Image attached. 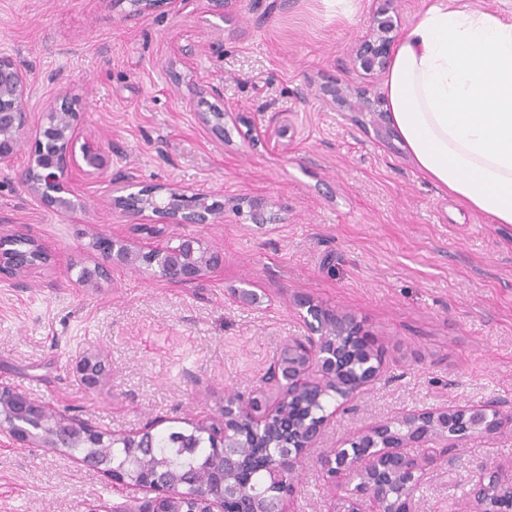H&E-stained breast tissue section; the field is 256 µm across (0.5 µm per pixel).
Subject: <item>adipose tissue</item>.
Instances as JSON below:
<instances>
[{"instance_id":"ef3b65f1","label":"adipose tissue","mask_w":512,"mask_h":512,"mask_svg":"<svg viewBox=\"0 0 512 512\" xmlns=\"http://www.w3.org/2000/svg\"><path fill=\"white\" fill-rule=\"evenodd\" d=\"M387 117L419 171L496 224H512V19L424 0L392 50Z\"/></svg>"}]
</instances>
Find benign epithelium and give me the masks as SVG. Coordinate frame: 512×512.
<instances>
[{"mask_svg":"<svg viewBox=\"0 0 512 512\" xmlns=\"http://www.w3.org/2000/svg\"><path fill=\"white\" fill-rule=\"evenodd\" d=\"M398 35V26L387 7L375 10L369 17L365 34L358 41L353 55V67L366 76L385 72L391 62V49ZM30 92L27 75L8 56H0V165H8L17 154L21 139L32 137L26 167L18 182L21 188L36 197L48 210L67 214L78 207L71 187V176L102 175L110 167V156L99 140L78 132L80 113L78 98L64 93L46 115V120L31 127V115L26 108ZM218 93L202 91L197 98V111L203 120L215 121V128L224 130L225 113L216 112L208 96ZM323 93L333 99L349 96L366 103V108L385 116L381 101L369 102L364 92L336 82L323 87ZM126 179L116 188L120 195L113 197L114 207L131 217L150 213L158 224H221L224 213L209 203L206 194L187 195L174 186L141 188ZM150 242L118 239L91 229L96 259L81 267L78 283L99 288L110 280L112 267L136 268L147 257L157 276L174 286L194 284L222 263L221 254L197 235L161 237ZM38 259L30 263L15 257L0 247V278L21 280L32 270L50 263L51 254L34 236L26 235ZM296 306L306 310L303 321L308 330L304 341L288 343L276 367L277 377L297 391L314 386L329 385V391L341 395L350 389L357 393L372 382L382 365L381 356L373 342H367L360 352L345 343L347 336H365L362 326L349 313L325 308L310 299L300 298ZM79 380L88 388H96L106 375L105 362L96 355H83L75 365ZM285 391L265 388L246 403L239 400L224 402L222 420L198 421L195 432L211 435L219 448V464L215 485L195 497L175 495L168 486L156 479L153 471L142 470L135 480L155 493L133 508L120 512H224V506L238 503L235 512H269L256 498L241 500L233 473L241 463L240 434L237 425L249 423L262 429L281 418L278 413ZM331 415L321 414L312 421L306 419L288 424L294 434L296 447L286 451L293 467L285 471L265 456V450L255 449L252 460L263 466L280 485L276 512H287L284 502L293 492L292 477L304 453L321 439ZM0 427L19 444H37L44 448L66 449L74 441L90 442L102 432L91 424L54 411L50 406L0 385ZM512 429V414L504 415L483 405L448 406L406 414L394 421L380 422L355 433L346 440L347 447L327 453L331 462L325 468L336 488L337 512H418L414 493H405L398 500L384 497L382 489L401 477L408 483L421 484L429 469L440 458V449L473 436H487L505 428ZM408 448H422L418 458L406 454ZM85 465L97 468L114 484H124L127 476L112 471L100 454L80 458ZM512 466L494 465L481 469L474 483L472 496L476 512H512Z\"/></svg>","mask_w":512,"mask_h":512,"instance_id":"7a95c632","label":"benign epithelium"}]
</instances>
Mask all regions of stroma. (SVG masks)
Wrapping results in <instances>:
<instances>
[{"label": "stroma", "instance_id": "obj_1", "mask_svg": "<svg viewBox=\"0 0 512 512\" xmlns=\"http://www.w3.org/2000/svg\"><path fill=\"white\" fill-rule=\"evenodd\" d=\"M374 6L230 0L219 17L211 0H167L133 17L129 0H0V56L30 81L32 124L69 91L79 129L111 159L106 174L76 177L84 207L69 216L20 187L28 146L0 167V230L30 231L52 255L24 281L0 280V384L116 435L154 419L183 427L259 391L283 346L307 333L295 298L351 313L383 367L302 459L292 512H329L322 451L376 422L464 404L512 414V225L436 188L390 124L321 93L338 81L382 97L383 77L351 64ZM213 86L230 114L220 134L196 110ZM275 123L286 137L264 138ZM128 177L223 203V223L164 227L201 236L223 266L186 287L121 267L81 286L88 228L144 240L154 225L113 207V184ZM256 199L274 223L237 212ZM239 287L260 304L237 303ZM94 353L107 373L90 389L74 363ZM510 463V430L459 443L419 489L420 512H473L480 467ZM145 496L0 433V512H120Z\"/></svg>", "mask_w": 512, "mask_h": 512}]
</instances>
